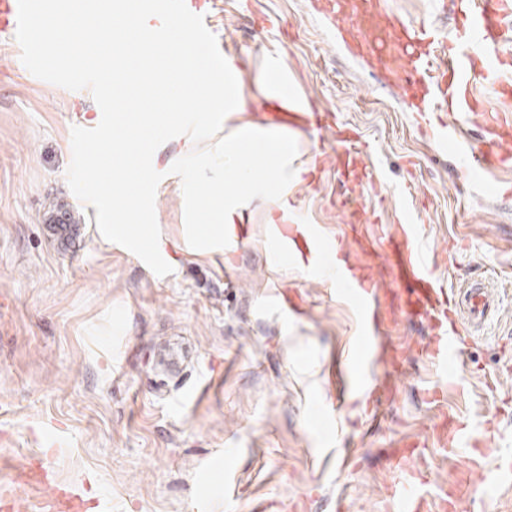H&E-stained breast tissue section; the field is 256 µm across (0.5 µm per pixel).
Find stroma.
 Wrapping results in <instances>:
<instances>
[{"label":"stroma","instance_id":"obj_1","mask_svg":"<svg viewBox=\"0 0 512 512\" xmlns=\"http://www.w3.org/2000/svg\"><path fill=\"white\" fill-rule=\"evenodd\" d=\"M440 0H386L389 13L453 33ZM219 39L255 71L282 57L288 85L311 106L358 127L388 185L415 183V219L453 288L481 281L495 308L486 327L466 330L472 369L425 400L439 377L417 347L424 324L404 319L386 334L409 350L392 398L379 412L344 406L357 371L340 372L361 329L354 299L309 279L279 258L261 199L244 212L252 238L237 256L191 248L174 138L154 154L162 172L155 213L172 266L156 275L126 248L106 240L96 210L75 200L66 178L71 130L98 118L90 90L71 91L33 76L21 48L0 33V494L23 512H51L37 485L16 466L43 456L55 480L88 505L109 496L112 512H395L387 494L402 469L384 451L413 443V469L431 512L458 477L472 512H512V486H495L496 459L512 458V170L455 185L457 159L418 132L391 83L370 69L316 14L311 0H211ZM273 26L255 33L252 19ZM289 214L325 239L342 232L336 196L375 206L382 223L399 218L392 194L362 195L320 171L326 135L295 129ZM470 424L480 449L448 455L433 435L439 413ZM356 458L339 472L337 432Z\"/></svg>","mask_w":512,"mask_h":512}]
</instances>
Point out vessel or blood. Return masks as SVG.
I'll use <instances>...</instances> for the list:
<instances>
[{"label":"vessel or blood","mask_w":512,"mask_h":512,"mask_svg":"<svg viewBox=\"0 0 512 512\" xmlns=\"http://www.w3.org/2000/svg\"><path fill=\"white\" fill-rule=\"evenodd\" d=\"M459 27L454 41L444 42L432 24L407 23L390 19L392 39H371L362 17L345 9L343 0H317L318 10L332 21L348 23L364 54L379 65L392 58L405 63L404 82L411 96L408 105L415 113L420 133L438 147H453L465 158L464 177L512 167V111H489L475 91L476 81L492 84L503 102L512 101V0H454ZM269 126L305 128L315 126L330 131L328 148L318 155L319 165L350 171L362 187L377 195L382 186L368 161L367 146L347 125L332 123L328 114L279 108L267 113ZM477 125L481 139L460 140L463 125ZM340 207L352 224H374L375 235H362V247H373L387 269L378 276L373 265L339 252V261L328 264L326 242L310 225L297 219L272 228L279 254L301 258L305 271L335 282L337 289L353 294L367 318L361 344L352 347L341 362L342 368L371 367L391 361L383 330L387 322L408 317L420 320L430 330L426 353L442 380L460 378L464 357L461 331L485 324L492 309L486 289L473 284L466 290L449 287L437 274V255L424 245L431 227L427 224L380 225L374 210ZM388 494L402 512H424L426 502L418 497L414 481L390 487Z\"/></svg>","instance_id":"b4317fda"}]
</instances>
